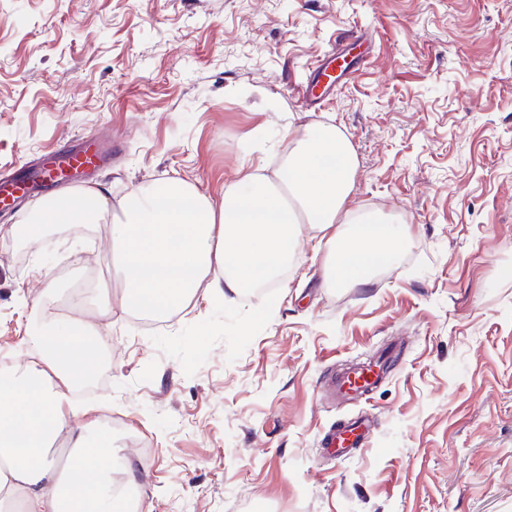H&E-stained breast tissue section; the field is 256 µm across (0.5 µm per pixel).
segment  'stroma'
<instances>
[{
  "instance_id": "1",
  "label": "stroma",
  "mask_w": 512,
  "mask_h": 512,
  "mask_svg": "<svg viewBox=\"0 0 512 512\" xmlns=\"http://www.w3.org/2000/svg\"><path fill=\"white\" fill-rule=\"evenodd\" d=\"M351 34L353 74L310 111L314 65ZM307 123L353 146L348 208L403 227L393 265L326 287L303 224L265 295L113 315L83 424L122 417L153 512H512V0H0V177L109 134L119 159L72 187L176 179L218 205L249 170L275 178ZM52 196L0 214V363L29 359L34 308L67 305L87 260L120 287L110 224L21 240ZM386 351L366 398L327 394ZM355 416L366 448L327 455Z\"/></svg>"
}]
</instances>
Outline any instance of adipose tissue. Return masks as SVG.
<instances>
[{
    "label": "adipose tissue",
    "mask_w": 512,
    "mask_h": 512,
    "mask_svg": "<svg viewBox=\"0 0 512 512\" xmlns=\"http://www.w3.org/2000/svg\"><path fill=\"white\" fill-rule=\"evenodd\" d=\"M357 165L338 129L307 124L292 140L278 181L252 172L214 205L192 186L167 181L132 190L112 207L104 187L50 202L21 232L34 238L46 223L111 221L114 252L125 272L121 295L100 289L98 313L135 311L164 317L194 297L200 284L238 293L282 260L295 257V229L314 225L326 234L329 285L364 279L393 262L405 244L396 224L357 220L344 213ZM35 356L0 375V506L13 512H121L113 492L139 490L143 463L123 459L111 436L88 438L74 423L70 394L95 370L109 339L82 315L62 314L32 340ZM70 443L60 464L57 441Z\"/></svg>",
    "instance_id": "adipose-tissue-1"
}]
</instances>
